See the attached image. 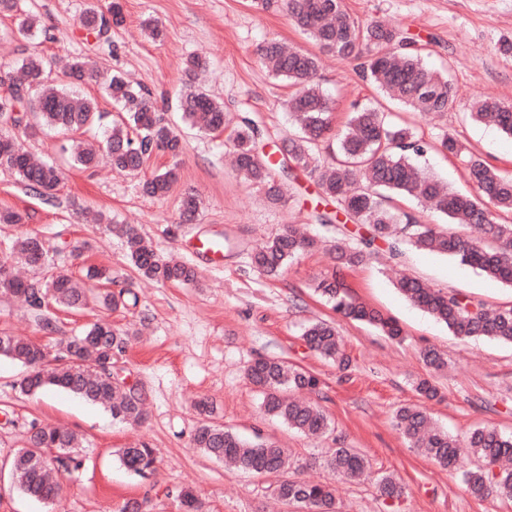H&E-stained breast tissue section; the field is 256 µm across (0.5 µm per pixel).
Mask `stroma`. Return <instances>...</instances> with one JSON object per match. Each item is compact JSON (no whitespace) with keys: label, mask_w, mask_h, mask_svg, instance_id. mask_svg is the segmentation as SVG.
<instances>
[{"label":"stroma","mask_w":512,"mask_h":512,"mask_svg":"<svg viewBox=\"0 0 512 512\" xmlns=\"http://www.w3.org/2000/svg\"><path fill=\"white\" fill-rule=\"evenodd\" d=\"M86 3L20 2L39 14L47 31L37 49L52 73L61 74L65 61L75 56L85 58L94 72L123 73L170 104L167 117L184 150L176 158L154 154L139 173L119 174L104 162L88 169L72 166L61 149L64 138L55 132L24 140L34 158L63 171L64 181L50 206L15 176L0 172V208L27 215L26 224H0V257L30 229L53 249L88 243L87 263L111 267L136 303L114 312L55 311L58 334L78 335L99 319L135 330L136 340L115 366L148 390V417L131 426L61 390L22 395L14 384L23 367L0 358V512H121L130 499L146 500V512H181L178 494L186 486L195 489L204 512H297L296 505L275 502L272 478L227 467L191 447L200 421L193 403L201 398L214 402L215 419L226 429L276 438L288 450L290 476L334 481L337 512H512V499L471 496L460 474L441 469L409 447L394 421L398 407L416 405L459 439L483 426L512 434V345L453 336L445 324L406 300L393 280L413 276L438 289L478 297L491 307L512 306V287L437 253L408 248L393 262L382 251L348 271L346 280L353 297L399 323L403 342L390 340L370 324L337 316L312 285L332 266L337 242L357 240L362 226L317 224L315 213L335 211L336 204L323 200L314 181L302 174L285 181L281 203H269L263 190L245 183L229 166L227 135L186 124L175 108L186 90L184 63L198 54L209 62L199 78L206 91L223 101L228 112H253L262 119L265 152L276 151L294 133L287 102L296 88L272 76L259 56L260 46L272 37L302 49L310 46L289 22L281 0L266 10L250 0H123L126 21L113 29L108 48L97 45L79 25ZM344 5L359 22H375L427 42L424 62L447 74L456 104L440 118L410 110L363 79L358 61L327 55L320 83L335 102L333 131L345 128L354 106L376 107L390 124L409 126L428 143L419 165L456 190L470 193L474 186L462 159L440 146L448 133L502 174L512 175V138L470 117L474 102L484 95L512 104V52L501 49L512 42V0H344ZM147 18L163 25V40L145 35L141 23ZM168 168L177 174L168 198L144 196L141 181ZM188 191L198 196L200 209L196 220L185 223L179 218V201ZM97 212L137 226L161 256L194 267L197 283L156 284L142 277L130 265L123 239L93 223ZM286 224L306 225L317 247L279 275L260 273L251 262L253 248ZM204 237L232 241L221 266L194 252L195 240ZM317 320L335 322L351 359L348 370L306 347L301 334ZM1 331L54 344L55 336L36 326L17 297L0 295ZM427 347L447 359L445 370L425 365L420 352ZM259 356L288 360L318 378L312 398L331 419V432L309 438L262 414V398L245 377L248 363ZM423 378L433 379L438 399L429 401L416 392ZM34 421L68 427L82 438L84 464L63 478L61 499L52 510L24 498L6 471ZM133 441L154 448L158 469L151 476L129 474L118 463L116 449ZM342 443L367 456L369 474L336 479L322 466L327 450ZM385 473L403 486L400 500L389 502L378 493L376 478Z\"/></svg>","instance_id":"35a3bbf8"}]
</instances>
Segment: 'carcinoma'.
Listing matches in <instances>:
<instances>
[{"instance_id": "cac0c4a2", "label": "carcinoma", "mask_w": 512, "mask_h": 512, "mask_svg": "<svg viewBox=\"0 0 512 512\" xmlns=\"http://www.w3.org/2000/svg\"><path fill=\"white\" fill-rule=\"evenodd\" d=\"M286 8L291 23L319 51L362 60L363 74L384 94L418 112L442 115L453 108L455 93L448 78L423 62L427 44L377 23L358 22L347 12L343 0H286ZM123 22L121 0H110L105 7L90 0L79 18L80 27L103 43L110 42L112 27ZM39 32L37 16L26 13L17 17L9 36L28 42ZM260 56L274 76L298 88L287 103L297 133L285 142L287 155L275 160L270 154L257 152V144L265 138L264 129L253 118L238 116L230 136L234 168L247 182L262 188L272 204L283 199L281 180L294 178L298 172L309 173L316 177L322 195L335 201L339 209L334 216L319 214L318 223H337L342 215L367 227L358 242L336 245L331 272L315 283V291L337 314L373 325L392 339L401 338L399 325L354 299L346 281V272L363 263L379 241L394 257L401 254L405 244L449 255L492 281L512 285V224H499L494 216L496 211H512V177L501 175L481 155L448 135L441 145L464 158L468 178L478 195L454 191L415 163L427 144L411 128L386 122L384 113L373 107L352 112L346 129L333 135V101L317 81V54L271 38L260 47ZM205 68L206 61L198 56L189 57L185 63L183 72L189 89L180 102L182 118L210 134L222 133L227 120L224 104L194 85L196 75ZM62 76V83L51 79L44 57L35 50L22 57L15 69L0 74V169L15 175L26 189L48 203L56 200L62 171L35 162L20 138L35 136L44 126L63 134L88 131L101 126L106 117L98 111L94 99L73 91V87L92 78L83 58H72ZM98 83L122 114L104 126L102 147L73 138L62 145L75 163L90 167L103 150L114 169L132 174L140 171L156 151L180 155L181 140L149 91L132 86L118 72L104 75ZM471 117L476 122L490 120L512 137L509 103L483 97L474 104ZM323 151L327 153L325 158L321 157ZM175 177L172 169L154 174L143 182L142 190L148 196L163 198ZM398 195L429 203L453 224L475 226L480 237L470 240L444 233L408 213L395 211L390 200ZM198 210L197 197L185 194L181 200L183 219L192 220ZM119 231L130 262L144 277L160 283L196 282L193 267L160 257L136 226L125 225ZM314 244L315 239L299 236L288 224L253 253L252 261L264 274L277 275ZM10 250L33 272L42 273L58 265L60 252L46 247L36 233L25 234ZM86 279L99 287L86 288L63 271L50 277L24 279L15 274L12 261L0 259V294L23 298L33 321L48 333L56 331L55 319L48 312L51 302L69 310L91 304L110 311L126 306L125 291L112 290V271L90 266ZM397 288L458 337H486L512 344V306L490 309L467 294L432 288L414 277L400 279ZM302 338L321 357L340 367L348 365L334 324L312 323ZM135 340L132 331L100 320L76 336L55 338L52 354L42 344L1 332L0 357L27 368L17 382L24 394L61 389L101 404L117 420L139 424L146 419V392L136 384L127 385L113 370L114 357L124 355ZM245 375L262 396L263 414L306 435L319 437L330 430L331 420L321 406L284 396L287 390L312 391L317 387V378L301 366L279 358H259L248 365ZM196 408L203 419L193 433V447L240 471L278 477L273 493L283 502L298 504L306 512H335L330 486L286 475V449L276 441L260 433L243 438L210 421L214 405L206 399L199 400ZM394 418L410 446L421 449L443 469H459L466 455L480 459L482 465L462 471L463 483L472 496L512 495V435L494 427H480L461 443L433 425L420 408L401 406ZM79 447L78 436L70 430L30 423L24 446L10 461L17 489L38 503H55L60 496L58 475L82 466ZM116 455L120 464L137 476L156 470L154 451L145 444L120 448ZM324 464L333 474L345 478L359 477L369 467L362 452L343 444L330 449ZM377 486L380 496L387 499L395 500L403 494L402 486L391 475L380 476Z\"/></svg>"}]
</instances>
